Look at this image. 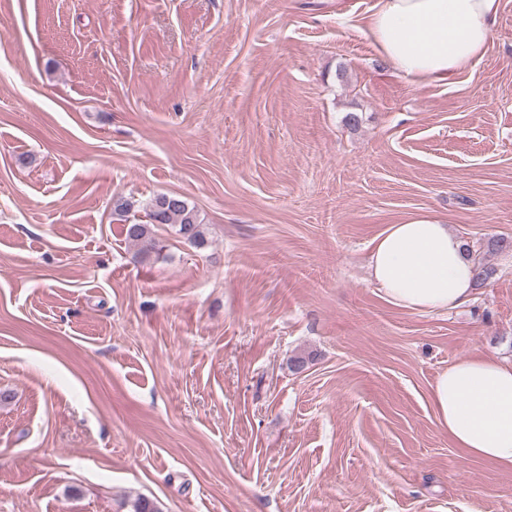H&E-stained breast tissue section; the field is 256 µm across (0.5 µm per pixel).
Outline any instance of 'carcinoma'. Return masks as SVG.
I'll use <instances>...</instances> for the list:
<instances>
[{"label":"carcinoma","mask_w":512,"mask_h":512,"mask_svg":"<svg viewBox=\"0 0 512 512\" xmlns=\"http://www.w3.org/2000/svg\"><path fill=\"white\" fill-rule=\"evenodd\" d=\"M145 213L146 222L128 223L124 228L126 239L137 247L134 258L139 261L149 260L163 250L157 238V229L162 226L171 228L180 239L197 248L206 245L198 211L181 196L159 195L146 204Z\"/></svg>","instance_id":"obj_1"}]
</instances>
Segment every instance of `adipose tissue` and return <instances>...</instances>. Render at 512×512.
Here are the masks:
<instances>
[{
    "instance_id": "ef3b65f1",
    "label": "adipose tissue",
    "mask_w": 512,
    "mask_h": 512,
    "mask_svg": "<svg viewBox=\"0 0 512 512\" xmlns=\"http://www.w3.org/2000/svg\"><path fill=\"white\" fill-rule=\"evenodd\" d=\"M501 0H377L367 34L399 75L445 82L468 72L495 36ZM368 280L391 305L445 312L468 302L475 267L445 221L417 214L372 242ZM441 430L455 448L512 468V362L476 354L452 363L431 387Z\"/></svg>"
}]
</instances>
